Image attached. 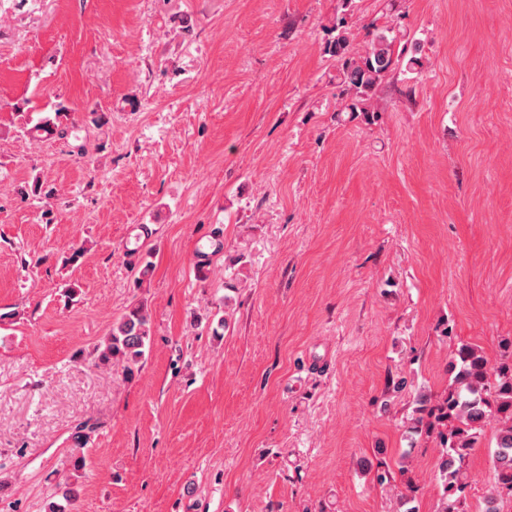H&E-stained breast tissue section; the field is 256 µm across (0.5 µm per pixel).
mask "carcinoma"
Segmentation results:
<instances>
[{
    "label": "carcinoma",
    "mask_w": 512,
    "mask_h": 512,
    "mask_svg": "<svg viewBox=\"0 0 512 512\" xmlns=\"http://www.w3.org/2000/svg\"><path fill=\"white\" fill-rule=\"evenodd\" d=\"M336 35L328 40L325 52L339 64L338 80L345 110L373 112L374 96L401 63L409 70L420 65L419 58L404 59L396 51V36L388 27L376 30L370 43L362 50L354 48L350 32L339 21L333 27ZM69 113L61 107L54 117H45L34 127L47 135L63 138ZM151 336L150 317L137 306L115 326L100 350L98 363H139ZM453 374L448 389L435 397L421 393L416 398V417L411 432L417 436L437 434L442 445L438 468L444 481V495L439 512H465L464 492L470 484L465 461L476 447L490 423L496 424L493 452V483L484 499L483 512H500L502 497H512V339L503 343V350L492 364L483 351L463 344L451 362Z\"/></svg>",
    "instance_id": "1"
}]
</instances>
